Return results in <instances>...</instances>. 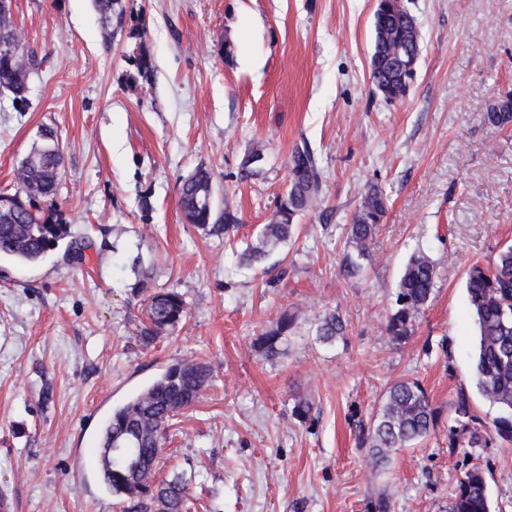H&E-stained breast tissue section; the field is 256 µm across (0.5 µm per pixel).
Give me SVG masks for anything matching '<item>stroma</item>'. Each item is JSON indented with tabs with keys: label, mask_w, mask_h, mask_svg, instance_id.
<instances>
[{
	"label": "stroma",
	"mask_w": 512,
	"mask_h": 512,
	"mask_svg": "<svg viewBox=\"0 0 512 512\" xmlns=\"http://www.w3.org/2000/svg\"><path fill=\"white\" fill-rule=\"evenodd\" d=\"M420 27L416 76L387 101L370 79L377 0H123L142 40L104 41L92 0H13L25 47L42 58L20 109L0 95V192L53 128L63 154L56 196L39 199L72 236L33 264L0 260V499L10 512H124L93 452L102 422L183 358L208 362L198 402L168 428L158 479L184 476L191 512H448L463 465L493 461L492 512H512V445L452 448L458 391L485 420L475 387L476 324L465 274L512 245V124L484 120L512 91V0H402ZM145 45L154 72L129 88L127 58ZM308 145L321 203L265 267L236 255L268 223ZM258 176L239 177L254 146ZM213 174L230 236L187 224L177 185ZM386 212L374 261L345 270L346 226L365 184ZM153 211L143 219L140 202ZM86 245L84 261L68 253ZM440 277L411 339L385 331L409 255ZM174 289L185 321L153 345L135 334L149 294ZM340 310L345 340L323 345L315 322ZM296 317L282 354L259 336ZM421 383L440 412L420 445L375 470L359 424L394 382ZM313 403L311 420L291 415Z\"/></svg>",
	"instance_id": "1"
}]
</instances>
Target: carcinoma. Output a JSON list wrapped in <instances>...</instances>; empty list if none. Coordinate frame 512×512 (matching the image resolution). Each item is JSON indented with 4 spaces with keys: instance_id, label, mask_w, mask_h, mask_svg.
<instances>
[{
    "instance_id": "carcinoma-1",
    "label": "carcinoma",
    "mask_w": 512,
    "mask_h": 512,
    "mask_svg": "<svg viewBox=\"0 0 512 512\" xmlns=\"http://www.w3.org/2000/svg\"><path fill=\"white\" fill-rule=\"evenodd\" d=\"M102 21L105 43L112 31L129 27V37L143 38L144 27L126 18L122 0H93ZM374 45L370 75L377 90L389 101L404 97L412 76L402 73L398 63L417 59L421 52V31L414 15L392 0H379L374 15ZM11 45V58L0 55V88L12 92L20 107L27 103L28 81L37 56L14 42L8 25L0 27V44ZM133 71L127 81L136 85L149 78L153 61L144 45L128 57ZM485 121L497 127L512 123V91L491 105ZM30 153L37 162L18 166L16 177L23 187L36 184L38 197H54L59 190L62 154L54 130L40 131V142ZM322 175L314 153L307 145L298 146L290 158V179L270 221L260 227L253 241L240 254V263L254 266L267 262L288 244L298 218L321 202ZM178 205L188 223L205 232L229 233L238 223L237 215L214 205L211 173L204 167L180 181ZM31 196L13 194L0 204V257L21 263H35L70 234V227L57 214L35 213ZM385 213L381 191L374 184L360 192L359 203L347 225V272L355 274L361 261H369V250L376 227ZM440 267L423 249L409 256L398 283L395 307L388 317L386 333L396 346L414 334L422 309L430 301ZM466 291L478 327L475 364L476 388L483 399L498 406L502 413L492 423L484 422L472 409L467 394L458 392L455 417L448 428L450 448H490L512 443V245L500 249L491 265L472 264L466 273ZM187 316L183 296L174 291H159L149 296L136 339L144 346L155 343L175 329ZM295 325L285 313L261 337L258 348L271 358L279 355ZM346 324L337 311L321 315L316 324V340L333 345L345 339ZM213 368L206 362L180 360L171 365L128 402L112 409L104 421L96 449L98 468L108 491L127 502V512H186L187 482L177 475L156 480V467L134 474L127 464L129 456H143L159 462L172 418L198 401L209 383ZM439 422V411L417 381L399 380L385 392L378 410L363 427L362 443L375 464L387 465L394 452L427 438ZM449 512H490L484 470L464 467L451 496Z\"/></svg>"
}]
</instances>
